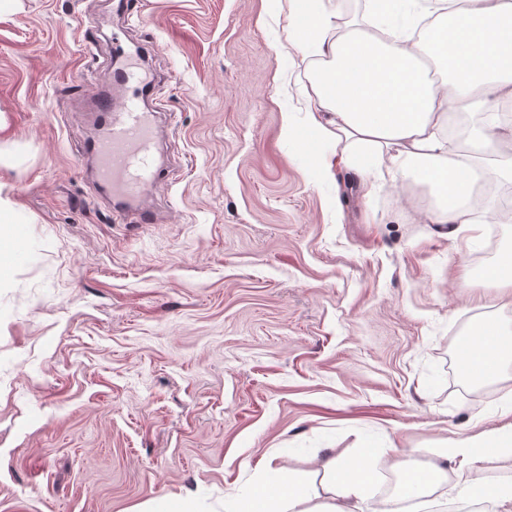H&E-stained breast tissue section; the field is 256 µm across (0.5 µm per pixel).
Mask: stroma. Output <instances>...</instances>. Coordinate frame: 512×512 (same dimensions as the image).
Masks as SVG:
<instances>
[{"label":"stroma","instance_id":"stroma-1","mask_svg":"<svg viewBox=\"0 0 512 512\" xmlns=\"http://www.w3.org/2000/svg\"><path fill=\"white\" fill-rule=\"evenodd\" d=\"M24 0L0 17V196L24 214L0 277V512H224L313 483L331 455L512 427V367L473 395L457 341L512 330L476 248L427 223L433 198L369 191L301 92L317 0ZM146 50L161 109L144 205L113 215L82 166L78 81L93 39Z\"/></svg>","mask_w":512,"mask_h":512}]
</instances>
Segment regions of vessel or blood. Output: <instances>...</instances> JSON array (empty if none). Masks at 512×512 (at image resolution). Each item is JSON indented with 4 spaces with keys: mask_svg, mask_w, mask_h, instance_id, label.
<instances>
[{
    "mask_svg": "<svg viewBox=\"0 0 512 512\" xmlns=\"http://www.w3.org/2000/svg\"><path fill=\"white\" fill-rule=\"evenodd\" d=\"M113 86L125 87V105H116L110 89L91 91L95 131L85 152L95 164L96 183L112 209L127 210L145 185L155 183L159 171L151 158L156 134V115L141 111L138 100L149 93L153 82L135 77L120 63L111 70Z\"/></svg>",
    "mask_w": 512,
    "mask_h": 512,
    "instance_id": "1",
    "label": "vessel or blood"
}]
</instances>
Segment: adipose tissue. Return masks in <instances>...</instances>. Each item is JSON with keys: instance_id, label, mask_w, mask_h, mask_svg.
I'll list each match as a JSON object with an SVG mask.
<instances>
[{"instance_id": "1", "label": "adipose tissue", "mask_w": 512, "mask_h": 512, "mask_svg": "<svg viewBox=\"0 0 512 512\" xmlns=\"http://www.w3.org/2000/svg\"><path fill=\"white\" fill-rule=\"evenodd\" d=\"M437 18H452L451 27L433 26L431 40L397 34L378 18L396 0H379L377 18L345 19L337 0H320L307 38L317 44L321 65L314 73L317 98L309 119L330 136L343 156L368 152L373 163L386 165L392 178L428 187L434 208L429 220L449 234L458 225L477 236L469 204L474 191L476 155H494L500 170L512 178V136L497 132L499 112L512 101V0H431ZM447 69L445 79L431 77L422 60L429 51ZM477 114L479 122L465 138L449 131L451 113ZM459 348L476 347L475 364L487 375L512 364V339L495 322L483 323L463 336ZM512 456V431L465 436L433 449L423 468L401 483L402 498L418 496L431 474L448 463L458 465L456 496L481 490L492 508L512 503V483L485 486L479 476L481 449ZM392 447L383 457L370 454L347 462L326 460L319 489L301 483L272 489L254 488L224 499L225 512H395L394 505L371 506V480L381 458L399 461Z\"/></svg>"}]
</instances>
